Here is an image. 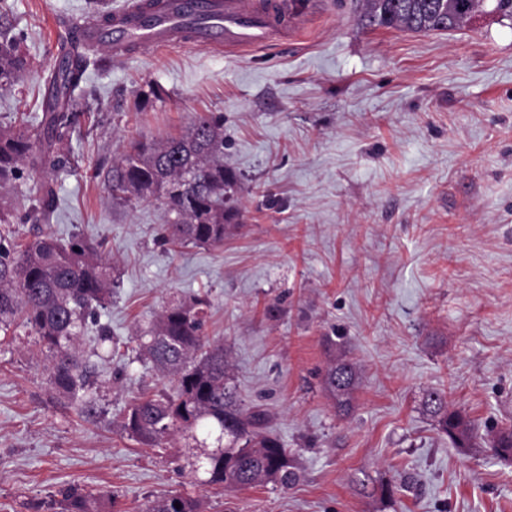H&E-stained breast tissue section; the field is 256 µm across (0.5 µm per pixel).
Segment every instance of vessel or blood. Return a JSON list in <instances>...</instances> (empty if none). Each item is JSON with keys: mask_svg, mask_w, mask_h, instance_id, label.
Here are the masks:
<instances>
[{"mask_svg": "<svg viewBox=\"0 0 512 512\" xmlns=\"http://www.w3.org/2000/svg\"><path fill=\"white\" fill-rule=\"evenodd\" d=\"M307 0H131L110 21L81 30L84 46L121 57L152 46L243 49L287 35L305 19Z\"/></svg>", "mask_w": 512, "mask_h": 512, "instance_id": "1", "label": "vessel or blood"}]
</instances>
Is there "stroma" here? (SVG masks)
Masks as SVG:
<instances>
[{
    "mask_svg": "<svg viewBox=\"0 0 512 512\" xmlns=\"http://www.w3.org/2000/svg\"><path fill=\"white\" fill-rule=\"evenodd\" d=\"M10 3L28 66L0 95V123L40 115L58 47L91 0ZM495 5L423 33L368 29L358 0H320L296 34L261 48L88 53L96 93L76 101L66 169H26L0 206L24 208L50 181L57 219L10 225L11 241H105L114 288L97 320L112 352L80 340L99 406L87 419L50 391L34 333L0 331V512H34L70 488L113 498L116 512L175 493L202 512H512V458L488 442L512 425V17ZM195 112L223 114L238 178L235 226L215 248L169 244L161 203L126 209L104 186L129 139L178 134ZM194 297L209 303L204 334L228 351L243 403L293 454L294 485L228 490L207 483L191 438L148 448L122 431L139 394L170 386L136 329ZM334 348L360 374L346 415L321 385ZM431 390L471 421L474 447L439 432Z\"/></svg>",
    "mask_w": 512,
    "mask_h": 512,
    "instance_id": "stroma-1",
    "label": "stroma"
}]
</instances>
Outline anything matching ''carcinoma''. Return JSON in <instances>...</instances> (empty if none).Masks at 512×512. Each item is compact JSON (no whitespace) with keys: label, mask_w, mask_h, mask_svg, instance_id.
<instances>
[{"label":"carcinoma","mask_w":512,"mask_h":512,"mask_svg":"<svg viewBox=\"0 0 512 512\" xmlns=\"http://www.w3.org/2000/svg\"><path fill=\"white\" fill-rule=\"evenodd\" d=\"M485 0H362L360 23L431 32L468 25L482 11ZM24 31L0 29V91H6L26 68L19 53ZM85 60L79 43L70 41L54 67L50 90L43 97L38 125H0V189L21 178L23 168L66 166L61 146L70 137L80 113L73 111L74 95L85 91ZM236 178L224 167V116L196 112L186 133L164 140L131 139L112 159L105 181L108 197L133 209L155 200L166 207L164 239L174 246L224 245L237 210L224 207ZM58 207L53 185L43 184L28 207L0 209V224L48 222ZM112 298V263L101 245L80 235L61 241L50 234L36 237L16 249L0 234V330L16 320L38 336L48 353V382L58 395L72 399L81 413L92 417L97 401L89 392L87 367L76 355V343L96 310ZM208 303L200 298L172 300L136 340L141 354L159 372L172 379L171 392L137 400L127 411L121 429L150 448L163 447L182 432L219 431L224 447L208 456V483L227 488L286 486L294 482L288 449L260 431L263 416L246 409L232 384L224 346L203 335ZM359 377L351 361L337 356L323 375L322 387L336 409L353 408ZM425 405L439 429L456 448L473 444L472 425L451 407L447 396L427 392ZM492 447L502 456L512 454V428L499 430ZM104 496L71 490L63 493L59 512H102ZM181 507H175V503ZM145 512H200V503L182 494L158 497Z\"/></svg>","instance_id":"carcinoma-1"}]
</instances>
